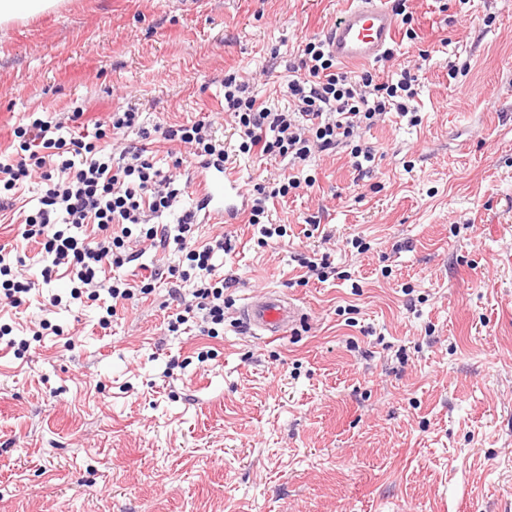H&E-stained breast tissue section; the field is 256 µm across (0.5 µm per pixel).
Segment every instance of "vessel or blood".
<instances>
[{
    "mask_svg": "<svg viewBox=\"0 0 512 512\" xmlns=\"http://www.w3.org/2000/svg\"><path fill=\"white\" fill-rule=\"evenodd\" d=\"M398 19L390 0H347L325 38L330 54L344 64H368L380 59L396 41ZM193 196L203 204L207 224L243 223L250 209L245 181L231 165L192 166L189 171ZM251 332L265 340L286 337L300 320L301 307L280 291L252 294L240 309Z\"/></svg>",
    "mask_w": 512,
    "mask_h": 512,
    "instance_id": "b4317fda",
    "label": "vessel or blood"
}]
</instances>
